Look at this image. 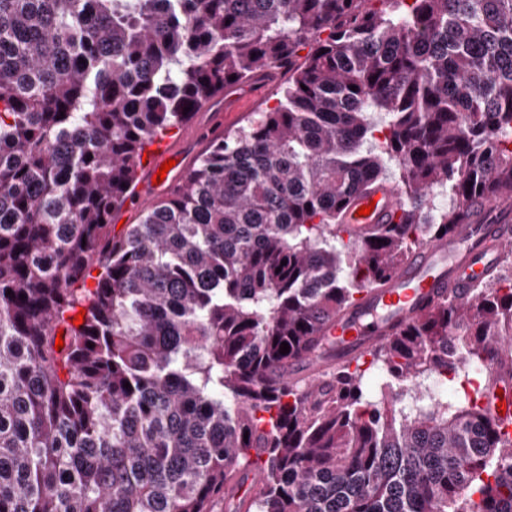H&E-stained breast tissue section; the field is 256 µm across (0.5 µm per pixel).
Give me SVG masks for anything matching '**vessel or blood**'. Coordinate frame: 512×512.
Listing matches in <instances>:
<instances>
[{
	"mask_svg": "<svg viewBox=\"0 0 512 512\" xmlns=\"http://www.w3.org/2000/svg\"><path fill=\"white\" fill-rule=\"evenodd\" d=\"M398 193L390 185L379 186L372 196H361L345 222L353 231L388 222L396 209ZM371 205L370 215L357 207ZM484 210L500 215L498 224H461L448 237L415 246L400 270L382 287L358 296L355 304L323 323L319 333L336 346L335 353L301 358L288 366L290 378L313 383L333 368L355 366L359 357L376 349L387 336L409 325L427 304L448 294L463 296L474 279L496 266L505 249L512 247V196L486 200ZM482 405L497 416L505 433L512 436V392H483Z\"/></svg>",
	"mask_w": 512,
	"mask_h": 512,
	"instance_id": "obj_1",
	"label": "vessel or blood"
}]
</instances>
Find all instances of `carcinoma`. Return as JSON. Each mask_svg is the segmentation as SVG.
Here are the masks:
<instances>
[{
    "label": "carcinoma",
    "instance_id": "obj_1",
    "mask_svg": "<svg viewBox=\"0 0 512 512\" xmlns=\"http://www.w3.org/2000/svg\"><path fill=\"white\" fill-rule=\"evenodd\" d=\"M271 66L276 104L112 233L145 146ZM391 167L398 220L345 230ZM502 194L512 0H0V512H216L251 470L232 512H512L480 394L417 392L512 381L504 267L352 371L274 376Z\"/></svg>",
    "mask_w": 512,
    "mask_h": 512
}]
</instances>
